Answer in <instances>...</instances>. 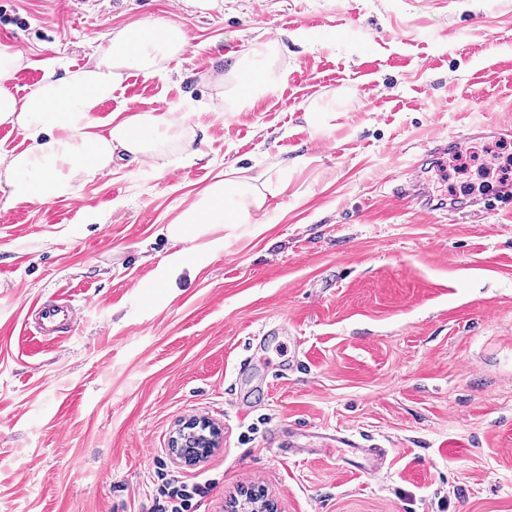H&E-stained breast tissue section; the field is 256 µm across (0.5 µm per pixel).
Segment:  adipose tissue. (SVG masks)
<instances>
[{
    "mask_svg": "<svg viewBox=\"0 0 512 512\" xmlns=\"http://www.w3.org/2000/svg\"><path fill=\"white\" fill-rule=\"evenodd\" d=\"M189 38L183 25L165 21L132 25L113 31L108 49L91 56L81 70L59 76L54 66L43 68L41 81L24 95L7 86L10 77L25 66L24 55L0 43V124L18 128L26 149L0 157V189L9 200L44 202L72 195L79 183L93 180L112 163L116 151L133 157H151L188 136L178 125L172 107L115 113L107 133H99L91 114L137 72L153 77L165 72L170 60L183 54ZM238 70L246 82L232 94V109L243 107L258 94L272 90L280 80L274 67L271 43H256L241 56ZM280 185L259 182L240 170L225 171L222 179L199 193L166 231L170 240L199 241L198 250L170 254L157 269L153 287H170L172 277L223 249L220 229L246 223Z\"/></svg>",
    "mask_w": 512,
    "mask_h": 512,
    "instance_id": "ef3b65f1",
    "label": "adipose tissue"
}]
</instances>
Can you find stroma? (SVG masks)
<instances>
[{
  "mask_svg": "<svg viewBox=\"0 0 512 512\" xmlns=\"http://www.w3.org/2000/svg\"><path fill=\"white\" fill-rule=\"evenodd\" d=\"M159 20L187 50L92 118L175 107L182 163L119 154L71 196L0 191V512H149L160 464L211 480L205 512L253 484L278 512H512V210L448 224L389 194L455 134L434 196L494 195L512 139L467 130L512 123V0H0V43L28 59L7 86ZM256 39L282 79L222 112L216 84ZM230 168L283 183L266 231L240 225L175 293L153 287L165 226ZM55 296L83 308L73 334H24ZM192 418L222 442L187 466L170 440ZM339 431L385 448L380 471L333 451Z\"/></svg>",
  "mask_w": 512,
  "mask_h": 512,
  "instance_id": "obj_1",
  "label": "stroma"
}]
</instances>
